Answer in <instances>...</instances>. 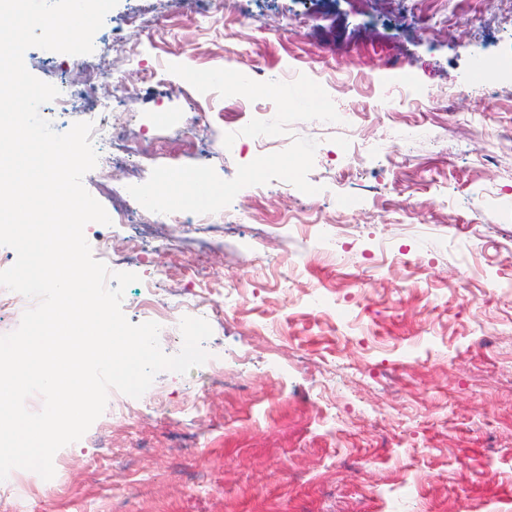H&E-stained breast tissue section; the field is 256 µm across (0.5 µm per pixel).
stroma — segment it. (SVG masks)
Returning a JSON list of instances; mask_svg holds the SVG:
<instances>
[{
    "label": "stroma",
    "instance_id": "1",
    "mask_svg": "<svg viewBox=\"0 0 512 512\" xmlns=\"http://www.w3.org/2000/svg\"><path fill=\"white\" fill-rule=\"evenodd\" d=\"M119 0L108 109L127 134L174 140L202 113L193 151L98 152L83 178L110 224L151 254L122 311L149 321L164 279L143 196L203 170L234 224H194L183 258L221 266L161 296L206 319L209 360L162 372L110 404L27 472L15 512H512V0ZM296 24L282 29L284 18ZM28 71L81 81L76 56L30 48ZM487 77L476 80L475 67ZM157 76L141 81L144 69ZM217 79L201 82L197 73ZM137 84L126 97L120 83ZM363 256L327 252L318 227ZM204 403L191 409L192 401Z\"/></svg>",
    "mask_w": 512,
    "mask_h": 512
}]
</instances>
